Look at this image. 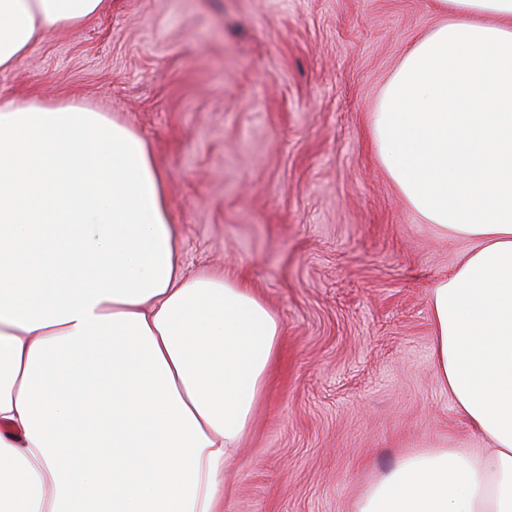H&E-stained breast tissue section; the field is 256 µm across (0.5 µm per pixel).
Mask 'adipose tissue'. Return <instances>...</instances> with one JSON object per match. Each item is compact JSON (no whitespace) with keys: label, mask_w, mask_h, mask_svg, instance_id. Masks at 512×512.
<instances>
[{"label":"adipose tissue","mask_w":512,"mask_h":512,"mask_svg":"<svg viewBox=\"0 0 512 512\" xmlns=\"http://www.w3.org/2000/svg\"><path fill=\"white\" fill-rule=\"evenodd\" d=\"M109 0H0V70ZM442 20L383 86L377 157L469 241L431 290L432 358L483 448L438 441L356 512H512V0ZM282 325L247 283L185 276L167 174L130 126L0 98V512H224Z\"/></svg>","instance_id":"obj_1"}]
</instances>
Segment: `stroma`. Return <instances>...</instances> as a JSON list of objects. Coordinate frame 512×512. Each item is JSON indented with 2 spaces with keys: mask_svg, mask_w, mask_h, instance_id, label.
I'll return each mask as SVG.
<instances>
[{
  "mask_svg": "<svg viewBox=\"0 0 512 512\" xmlns=\"http://www.w3.org/2000/svg\"><path fill=\"white\" fill-rule=\"evenodd\" d=\"M439 20L430 0H111L0 70L2 97L134 128L167 173L185 272L242 277L279 316L224 512H354L404 454L481 445L432 360L430 289L468 244L404 204L371 135Z\"/></svg>",
  "mask_w": 512,
  "mask_h": 512,
  "instance_id": "35a3bbf8",
  "label": "stroma"
}]
</instances>
